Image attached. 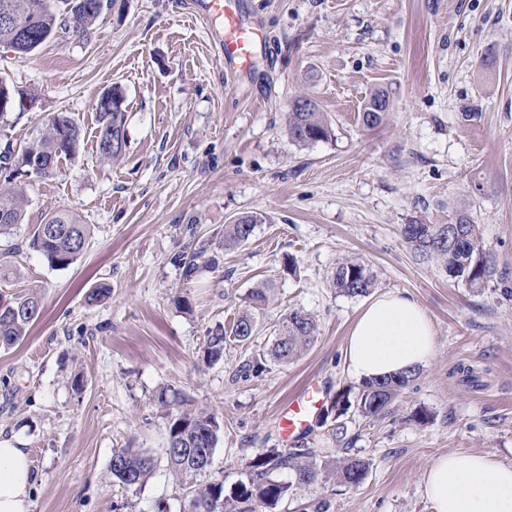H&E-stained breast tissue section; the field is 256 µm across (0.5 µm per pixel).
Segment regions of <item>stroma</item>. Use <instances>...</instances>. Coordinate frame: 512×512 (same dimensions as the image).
<instances>
[{"label": "stroma", "instance_id": "1", "mask_svg": "<svg viewBox=\"0 0 512 512\" xmlns=\"http://www.w3.org/2000/svg\"><path fill=\"white\" fill-rule=\"evenodd\" d=\"M117 2L87 38L57 32L32 57L0 45V76L38 95L0 147L21 150L50 112L71 113L83 130L57 175L30 177L24 222L0 238V305L42 297L24 340L0 349V437L29 452L30 512H183L166 466L163 393L215 414L207 477L225 488L245 480L257 453L288 448L277 415L294 395L317 383L328 402L360 387L343 353L365 300L333 288L344 260L371 269L373 295L416 299L435 352L387 415L343 416L347 443L312 421L302 443L317 449L321 476L275 512H298L301 498L329 501L328 512H433L422 483L439 456L512 463V0H240L264 38L233 74L185 0ZM115 86L127 150L102 163L93 104ZM379 88L396 94L369 129L362 106ZM299 97L325 113L328 140L289 139ZM58 211L92 233L65 268L25 245ZM458 212L496 259L479 290L416 261L400 233ZM245 213L261 216L252 235L225 247V224ZM190 244L219 265L188 282L175 257ZM265 285L259 334L207 363L210 331ZM99 286L108 297L89 302ZM292 308L313 316L312 344L240 378L243 362L269 350V323ZM419 410L428 421L415 420ZM121 448L153 456L142 487L113 480ZM351 455L368 463L354 488L338 478Z\"/></svg>", "mask_w": 512, "mask_h": 512}]
</instances>
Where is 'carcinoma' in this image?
Instances as JSON below:
<instances>
[{"mask_svg":"<svg viewBox=\"0 0 512 512\" xmlns=\"http://www.w3.org/2000/svg\"><path fill=\"white\" fill-rule=\"evenodd\" d=\"M95 0H0V13H9L15 25H0V44L16 52L30 55L35 52L32 44L52 39L58 28V17L65 15L64 26L77 35L88 32L105 8L93 5ZM385 98L391 105V91L376 90L364 105L363 125L374 128L382 121V114L373 111L376 102ZM124 96L114 86L95 101L97 118V152L102 162L117 160L125 155L127 138L124 122ZM288 137L297 145L305 146L329 138L331 129L315 101L298 98L288 112ZM82 134L77 120L68 112H51L41 118L37 133L26 144L21 155H16L10 144L0 148V171L12 170L26 175L51 177L57 173L61 159L74 156L80 147ZM27 196L19 186L0 184V235L9 233L22 223ZM258 216L248 213L239 216L224 227V245H238L249 239ZM460 230V246L448 251V225L427 224L412 220L401 226V236L422 261H434L445 274L463 281L473 289L485 287L495 273L492 252L486 247L479 225L465 213L459 212L449 219ZM90 238V225L70 214L54 213L43 223L35 225L27 238L30 249L42 254L50 264L67 267L85 251ZM205 250L196 249L177 258L185 280L193 279L200 269L199 259ZM336 292L348 297L366 296L374 285V275L367 265L358 261H342L332 274ZM268 302L265 289L257 288L246 297L245 309L233 317L230 324L219 326L207 336L205 355L212 363L224 357L227 343L241 346L258 335L261 326L258 316L264 313ZM42 299L34 293L25 294L0 309V346L9 348L26 336L29 325L40 314ZM274 343L268 354H260L240 366L239 376L249 379L259 377L266 369L267 359L280 364L294 360L312 342L316 322L307 312L289 309L274 324ZM419 372L409 371L399 376L379 381L364 382L359 388L356 402L349 394L339 393L330 406L323 409L321 418L335 422L333 430L340 433L344 423L339 418L351 406L365 417L378 418L388 412L399 391L416 380ZM167 407L168 431L165 457L169 472L184 492L187 512H268L294 490L310 485L319 479L320 471L313 463L316 450L312 448H276L258 453L250 463L247 479L227 492L224 483L202 481L204 472L194 464L193 455L199 450L214 454L220 425L214 414L205 409L191 407L189 401L177 398L170 402L159 398ZM155 467L152 456L135 448H121L112 454V478L125 488H138L144 484ZM291 470L295 482L277 480L274 474ZM367 474L364 460L351 457L340 469L339 479L348 487L358 486Z\"/></svg>","mask_w":512,"mask_h":512,"instance_id":"obj_1","label":"carcinoma"}]
</instances>
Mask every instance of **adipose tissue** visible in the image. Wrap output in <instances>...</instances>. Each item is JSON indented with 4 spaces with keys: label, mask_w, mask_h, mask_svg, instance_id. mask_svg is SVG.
Here are the masks:
<instances>
[{
    "label": "adipose tissue",
    "mask_w": 512,
    "mask_h": 512,
    "mask_svg": "<svg viewBox=\"0 0 512 512\" xmlns=\"http://www.w3.org/2000/svg\"><path fill=\"white\" fill-rule=\"evenodd\" d=\"M435 350L433 326L412 297L389 292L368 301L347 340L344 359L358 381L424 366ZM36 481L25 449L0 440V512H29ZM433 512H512V463L477 453H448L427 470Z\"/></svg>",
    "instance_id": "adipose-tissue-1"
}]
</instances>
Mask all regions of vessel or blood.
<instances>
[{"label": "vessel or blood", "mask_w": 512, "mask_h": 512, "mask_svg": "<svg viewBox=\"0 0 512 512\" xmlns=\"http://www.w3.org/2000/svg\"><path fill=\"white\" fill-rule=\"evenodd\" d=\"M189 8L194 16L203 22H220V29L213 31L212 36L224 51L226 65L249 63L257 30L245 23L238 9L237 0H191ZM318 402L316 392L309 391L289 404L279 418L285 436L294 439L305 431L309 414Z\"/></svg>", "instance_id": "1"}]
</instances>
